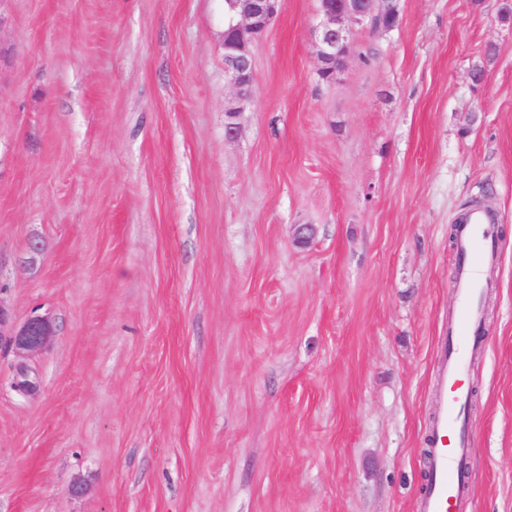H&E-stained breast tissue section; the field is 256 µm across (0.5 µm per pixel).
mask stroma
I'll list each match as a JSON object with an SVG mask.
<instances>
[{
    "instance_id": "1",
    "label": "stroma",
    "mask_w": 512,
    "mask_h": 512,
    "mask_svg": "<svg viewBox=\"0 0 512 512\" xmlns=\"http://www.w3.org/2000/svg\"><path fill=\"white\" fill-rule=\"evenodd\" d=\"M397 8L325 83L282 0L228 140L224 0H0V304L56 328L31 396L0 346V512H415L475 198L457 512H512V28Z\"/></svg>"
}]
</instances>
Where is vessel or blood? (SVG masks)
I'll list each match as a JSON object with an SVG mask.
<instances>
[{
	"label": "vessel or blood",
	"instance_id": "vessel-or-blood-1",
	"mask_svg": "<svg viewBox=\"0 0 512 512\" xmlns=\"http://www.w3.org/2000/svg\"><path fill=\"white\" fill-rule=\"evenodd\" d=\"M491 237L492 228L484 210H471L458 232L457 247L466 262L454 285L457 304L448 322L449 343L437 351L440 376L430 433L429 477L420 488L416 512H454L465 489L460 479V468L467 456L462 409L474 336L479 329L477 300L485 287L478 268Z\"/></svg>",
	"mask_w": 512,
	"mask_h": 512
}]
</instances>
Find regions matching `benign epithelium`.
I'll use <instances>...</instances> for the list:
<instances>
[{
	"label": "benign epithelium",
	"instance_id": "1",
	"mask_svg": "<svg viewBox=\"0 0 512 512\" xmlns=\"http://www.w3.org/2000/svg\"><path fill=\"white\" fill-rule=\"evenodd\" d=\"M281 0H225L229 21L224 28V72L234 88V96L224 104V128L228 139L241 131L239 117L251 96L253 60L249 50L252 38L262 34L276 19ZM319 21L313 29V46L318 75L333 82L346 66L354 26L366 22L390 31L398 20L396 0H319ZM54 328L50 317L35 315L17 324L11 311L0 304V343L24 358L43 351ZM22 394L32 395L37 383L22 365L16 375Z\"/></svg>",
	"mask_w": 512,
	"mask_h": 512
}]
</instances>
